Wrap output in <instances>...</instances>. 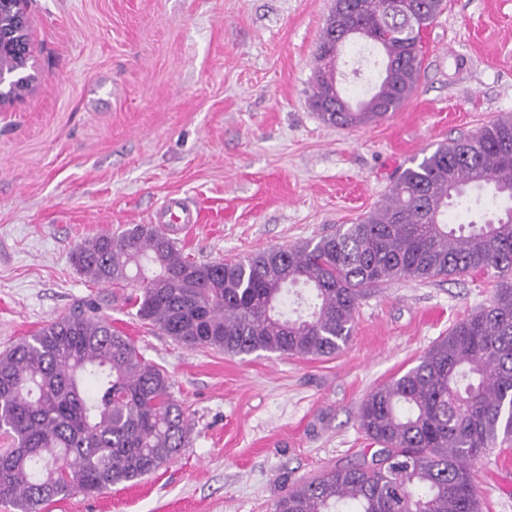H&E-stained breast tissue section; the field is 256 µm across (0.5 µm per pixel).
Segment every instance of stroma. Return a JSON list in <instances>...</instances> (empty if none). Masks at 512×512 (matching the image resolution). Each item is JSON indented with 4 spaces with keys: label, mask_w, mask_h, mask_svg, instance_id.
Here are the masks:
<instances>
[{
    "label": "stroma",
    "mask_w": 512,
    "mask_h": 512,
    "mask_svg": "<svg viewBox=\"0 0 512 512\" xmlns=\"http://www.w3.org/2000/svg\"><path fill=\"white\" fill-rule=\"evenodd\" d=\"M446 3L400 112L341 128L310 104L334 0H29L39 80L0 111V352L99 299L166 370L190 428L186 448L137 484L45 512H270L296 483L371 459L363 398L488 304L492 279L384 283L328 357L230 356L142 324L125 289L87 282L69 257L100 233L159 223L173 199L198 216L176 237L200 262L355 222L422 152L512 114V0ZM377 58L361 41L343 48L349 100L373 90ZM473 474L482 512H512V445Z\"/></svg>",
    "instance_id": "stroma-1"
}]
</instances>
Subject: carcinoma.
Masks as SVG:
<instances>
[{
	"label": "carcinoma",
	"instance_id": "1",
	"mask_svg": "<svg viewBox=\"0 0 512 512\" xmlns=\"http://www.w3.org/2000/svg\"><path fill=\"white\" fill-rule=\"evenodd\" d=\"M444 0H335L322 38L336 50L367 40L380 82L351 102L319 72L311 98L322 120L360 127L387 120L415 89L420 34ZM512 201V116L441 143L396 178L385 200L318 241L231 262H198L162 226L132 224L72 252L95 285L135 288V316L175 341L231 356L326 357L350 341L357 307L390 280L482 272L489 304L457 321L418 363L373 388L359 424L379 449L278 497L271 512H481L471 463L512 441V206L451 227L481 191ZM308 287V312L288 314L289 287ZM95 300L0 353V502L42 512L73 493L133 484L186 447L190 429L166 372L100 314Z\"/></svg>",
	"mask_w": 512,
	"mask_h": 512
}]
</instances>
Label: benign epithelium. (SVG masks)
Returning a JSON list of instances; mask_svg holds the SVG:
<instances>
[{
	"label": "benign epithelium",
	"mask_w": 512,
	"mask_h": 512,
	"mask_svg": "<svg viewBox=\"0 0 512 512\" xmlns=\"http://www.w3.org/2000/svg\"><path fill=\"white\" fill-rule=\"evenodd\" d=\"M28 0H0V108L23 99L36 81Z\"/></svg>",
	"instance_id": "1"
}]
</instances>
